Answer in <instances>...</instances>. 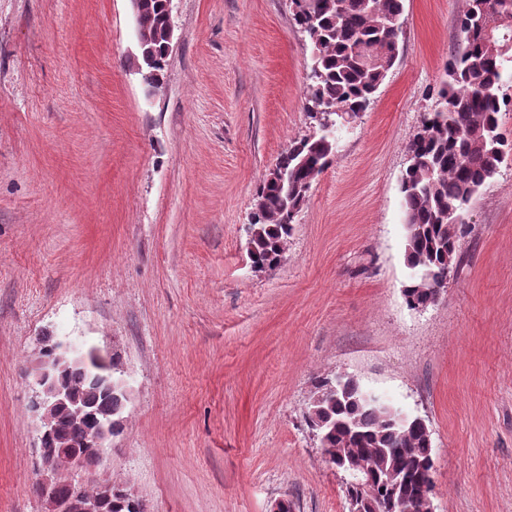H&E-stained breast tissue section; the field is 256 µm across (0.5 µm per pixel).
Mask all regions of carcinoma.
Instances as JSON below:
<instances>
[{"instance_id": "carcinoma-1", "label": "carcinoma", "mask_w": 512, "mask_h": 512, "mask_svg": "<svg viewBox=\"0 0 512 512\" xmlns=\"http://www.w3.org/2000/svg\"><path fill=\"white\" fill-rule=\"evenodd\" d=\"M293 20L314 29L315 54L309 77L306 112L318 106L353 117L365 111L399 56L403 0H291ZM512 15V0H468L459 18L461 44L438 91V103L407 145L412 156L401 181L405 210L406 256L411 270L404 289L407 304L426 308L438 297L439 282L448 278L458 257L465 223L454 222L468 212L472 199L499 171L512 146L500 132L499 114L506 101L499 96L504 76L512 75V24L488 39L489 18ZM164 0H142L141 39L153 49L156 63L148 66L149 81H160L168 65ZM366 49L377 64L366 63ZM330 136H305L293 141L278 158L276 177L268 172L257 188L249 222V252L269 267L279 263L293 230L292 215L306 201L313 182L336 157ZM120 373L119 363L106 365L90 358L85 365L57 373L73 404L57 409L51 445L61 454L80 451L90 422L122 420L127 398L120 390L107 393L94 376ZM400 414L371 401L363 388L347 380L340 388L324 377L315 384L307 422L319 432L321 446L338 466L350 457L373 472L363 491L382 512L392 499L405 512H421L420 495L432 484V440L429 429L399 423ZM82 497L98 502L97 512H147L128 489L115 494L99 485L86 487Z\"/></svg>"}]
</instances>
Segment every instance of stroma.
I'll return each instance as SVG.
<instances>
[{
  "mask_svg": "<svg viewBox=\"0 0 512 512\" xmlns=\"http://www.w3.org/2000/svg\"><path fill=\"white\" fill-rule=\"evenodd\" d=\"M403 5L396 64L258 271L254 195L312 132L291 0H173L155 87L129 0H0V512L44 510V336L118 360L123 430L87 477L150 512H348L306 421L342 371L427 423L435 512H512V159L473 198L438 301L410 308L406 145L466 0Z\"/></svg>",
  "mask_w": 512,
  "mask_h": 512,
  "instance_id": "35a3bbf8",
  "label": "stroma"
}]
</instances>
